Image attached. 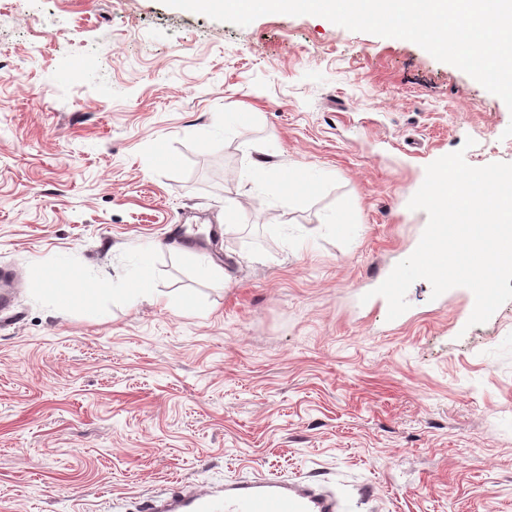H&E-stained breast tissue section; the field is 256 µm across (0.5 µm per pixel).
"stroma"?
<instances>
[{"label":"stroma","instance_id":"35a3bbf8","mask_svg":"<svg viewBox=\"0 0 512 512\" xmlns=\"http://www.w3.org/2000/svg\"><path fill=\"white\" fill-rule=\"evenodd\" d=\"M459 149L512 163V110L408 40L0 0V512L255 477L345 512H512V301L469 327L463 289L414 282L398 322L374 293ZM44 267L93 308L59 312Z\"/></svg>","mask_w":512,"mask_h":512}]
</instances>
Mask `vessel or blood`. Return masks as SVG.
<instances>
[{"mask_svg": "<svg viewBox=\"0 0 512 512\" xmlns=\"http://www.w3.org/2000/svg\"><path fill=\"white\" fill-rule=\"evenodd\" d=\"M335 495L314 481L254 478L215 490L145 498L139 512H339Z\"/></svg>", "mask_w": 512, "mask_h": 512, "instance_id": "b4317fda", "label": "vessel or blood"}]
</instances>
